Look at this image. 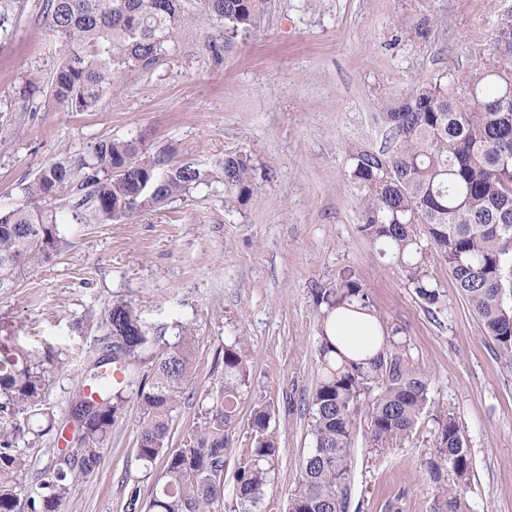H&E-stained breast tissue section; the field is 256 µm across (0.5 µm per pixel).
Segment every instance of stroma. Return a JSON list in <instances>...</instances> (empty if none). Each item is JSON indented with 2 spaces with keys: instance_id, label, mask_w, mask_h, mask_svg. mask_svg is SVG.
Here are the masks:
<instances>
[{
  "instance_id": "obj_1",
  "label": "stroma",
  "mask_w": 512,
  "mask_h": 512,
  "mask_svg": "<svg viewBox=\"0 0 512 512\" xmlns=\"http://www.w3.org/2000/svg\"><path fill=\"white\" fill-rule=\"evenodd\" d=\"M42 2L16 0L0 29L1 209L26 206L19 183L50 161L108 138L175 162L237 153L257 179L248 201L234 206L215 182L125 222L63 220L64 248L0 288V326L45 369L55 413L50 434L15 440L29 461L23 486L55 465L59 438H73L81 373L103 354L106 310L125 301L158 347L185 327L196 337L195 378L173 414L175 448L217 394L225 344L245 340L250 379L227 433L230 464L247 461L253 406L271 405L278 454L262 512H285L313 446V291L350 271L367 288L382 333L398 332L414 368L430 376L434 411L462 428L473 461L464 492L474 512H512V366L436 253L426 262L446 294L437 311L383 264L358 230L349 180L352 148L389 149L382 102L480 69L512 23V0H271L256 29L234 36L200 15L150 70L124 73L121 93L87 112L23 92L31 77L48 84L58 63ZM151 376L150 364H139L101 463L72 486L66 512H127L132 486L152 489L161 468H143L134 453L137 391ZM436 443L429 418L384 449L359 426L348 512H431Z\"/></svg>"
}]
</instances>
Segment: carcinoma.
Instances as JSON below:
<instances>
[{"mask_svg":"<svg viewBox=\"0 0 512 512\" xmlns=\"http://www.w3.org/2000/svg\"><path fill=\"white\" fill-rule=\"evenodd\" d=\"M267 0H43L46 34L59 61L48 93L71 112L94 108L123 86L117 75L147 71L175 42L193 14L211 16L229 31H248ZM382 123L392 140L388 152L355 150L350 179L359 194V231L397 267L428 308L444 306V291L426 264L433 250L448 268L459 293L478 317L484 334L505 363L512 364V308L503 302L502 269L512 254V49L493 53L480 72L448 85L417 84L387 100ZM220 179L225 202L248 200L256 180L246 159L224 155L212 167L195 161L168 164L143 157L133 140L104 139L91 149L46 164L19 190L29 208L0 210V287L23 267L57 253L64 237L58 209L82 224L124 221ZM74 195L56 204L65 191ZM318 311V380L310 403L313 448L304 458L286 512H347L351 448L359 416L379 448L409 435L431 402L430 378L404 357L406 342L371 336L345 346L331 334L344 310H371L363 284L351 272L329 288L314 289ZM107 354L99 368L84 369L82 384L99 383L120 361L125 375L144 360L153 376L137 393L141 423L136 460L163 468L148 496L131 488L127 512H221L228 460L226 431L235 426L249 382L250 352L242 339L224 346V378L202 421L180 448H171L172 412L195 374V336L186 331L162 352L134 308L116 302L106 312ZM93 406L80 448L67 465L57 463L36 489L21 486L26 460L12 448L18 434L42 437L53 430L45 371L29 352L0 338V512H65L72 483L100 464L102 443L124 406L116 386ZM272 410L250 411V459L233 473V512H261L276 453L267 437ZM431 476L455 477L439 491L433 512H473L461 482L472 459L458 422L441 414Z\"/></svg>","mask_w":512,"mask_h":512,"instance_id":"1","label":"carcinoma"}]
</instances>
